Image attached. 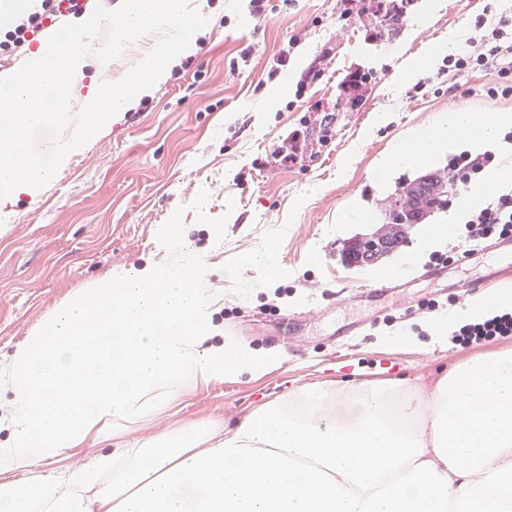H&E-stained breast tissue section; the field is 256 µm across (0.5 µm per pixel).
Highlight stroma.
<instances>
[{
	"label": "stroma",
	"mask_w": 512,
	"mask_h": 512,
	"mask_svg": "<svg viewBox=\"0 0 512 512\" xmlns=\"http://www.w3.org/2000/svg\"><path fill=\"white\" fill-rule=\"evenodd\" d=\"M206 3L213 24L196 33L195 53L166 84L111 117L39 197L20 198L12 214L0 215L1 359L58 303L107 271L172 260L170 224L182 226L210 287L224 296L215 318L225 336L281 356L270 372L225 377L191 393L184 408L132 426L142 439L200 420L230 427L296 388L333 385L357 371L432 381L465 348L426 341L385 348L378 336L421 333L426 318L512 278V239L485 242L466 257L445 245L448 266L427 254L383 290L374 289L366 266L343 255L346 242L387 224L402 184L447 171L442 160L377 188L378 159L409 129L457 107L482 118L512 110V99L483 92L485 74L461 79L453 93L430 85L414 96L417 79L407 73L410 58L447 44L452 33L468 39L478 14L510 9L512 0H437L430 11L417 0L401 31L376 41L368 38L370 22L347 12L344 0H267L259 18L244 0ZM283 54L287 67L269 78ZM321 56L325 75L309 96L326 111L307 116L290 102L300 75ZM360 66L381 78L353 108L341 82ZM281 84L285 92L268 105ZM381 113L386 121H378ZM324 119L331 130L325 145ZM300 127L312 157L297 165L267 162L274 144ZM355 196L374 220L341 225ZM265 244L286 275L240 298L224 267Z\"/></svg>",
	"instance_id": "obj_1"
}]
</instances>
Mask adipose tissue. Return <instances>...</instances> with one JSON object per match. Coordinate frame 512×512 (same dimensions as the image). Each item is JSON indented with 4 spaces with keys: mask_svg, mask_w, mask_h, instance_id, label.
Instances as JSON below:
<instances>
[{
    "mask_svg": "<svg viewBox=\"0 0 512 512\" xmlns=\"http://www.w3.org/2000/svg\"><path fill=\"white\" fill-rule=\"evenodd\" d=\"M510 126L512 111L437 113L379 159L377 178L483 150ZM485 193L469 188L377 277L443 247ZM245 269L256 279H241ZM283 275L270 245L224 269L244 298ZM218 301L197 256L111 270L0 359V512H512V347L461 358L427 384L364 374L294 390L223 431L123 439L122 426L194 388L277 364L232 339L212 344ZM510 308L512 288L467 299L429 318L430 339ZM106 439L114 448L77 469L35 470Z\"/></svg>",
    "mask_w": 512,
    "mask_h": 512,
    "instance_id": "1",
    "label": "adipose tissue"
}]
</instances>
